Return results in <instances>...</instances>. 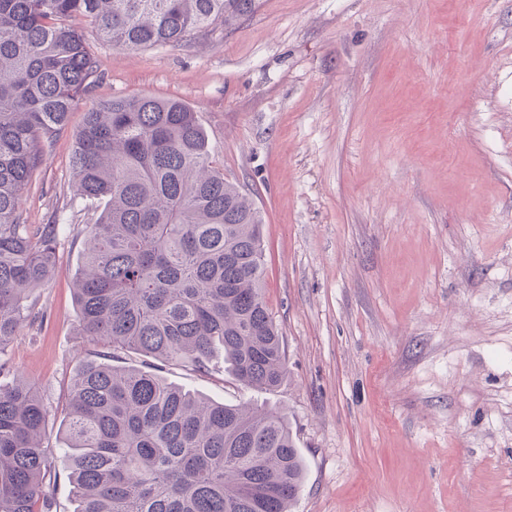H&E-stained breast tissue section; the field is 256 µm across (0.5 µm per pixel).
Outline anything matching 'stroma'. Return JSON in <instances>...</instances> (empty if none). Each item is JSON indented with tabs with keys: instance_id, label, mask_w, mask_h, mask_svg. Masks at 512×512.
<instances>
[{
	"instance_id": "35a3bbf8",
	"label": "stroma",
	"mask_w": 512,
	"mask_h": 512,
	"mask_svg": "<svg viewBox=\"0 0 512 512\" xmlns=\"http://www.w3.org/2000/svg\"><path fill=\"white\" fill-rule=\"evenodd\" d=\"M84 32L100 82L22 199L59 226L38 320L0 384L48 409L50 512H74L58 458L87 360L141 367L81 336L74 134L93 103L192 107L210 159L264 220L263 296L287 379L241 388L223 362L169 381L285 411L305 475L292 512H512V0H258L228 31L128 51Z\"/></svg>"
}]
</instances>
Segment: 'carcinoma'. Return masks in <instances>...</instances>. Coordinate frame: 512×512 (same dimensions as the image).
Segmentation results:
<instances>
[{"label": "carcinoma", "instance_id": "obj_1", "mask_svg": "<svg viewBox=\"0 0 512 512\" xmlns=\"http://www.w3.org/2000/svg\"><path fill=\"white\" fill-rule=\"evenodd\" d=\"M256 0H0V352L36 320L27 289L52 277L58 225L24 220L21 198L100 80L83 33L125 50L180 47L230 29ZM71 165L83 208L81 333L204 372L216 348L241 385L282 386L279 329L261 288L260 212L210 165L196 112L177 100L112 98L86 112ZM47 407L0 388V512H44ZM62 464L75 512H291L304 477L286 414L228 405L161 375L87 362L75 374Z\"/></svg>", "mask_w": 512, "mask_h": 512}]
</instances>
